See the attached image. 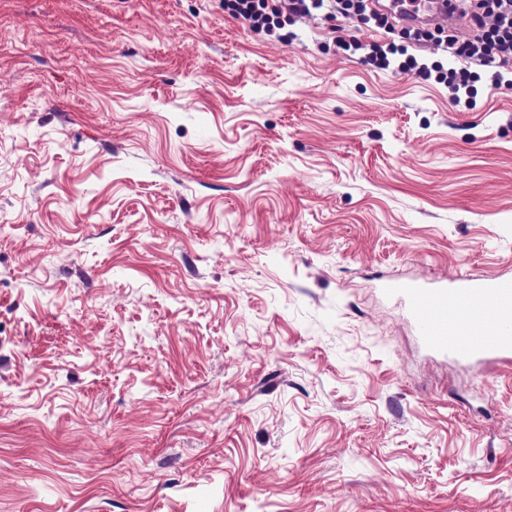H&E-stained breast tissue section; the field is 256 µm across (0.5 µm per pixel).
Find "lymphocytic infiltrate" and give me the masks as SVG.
<instances>
[{"instance_id": "f902f5d3", "label": "lymphocytic infiltrate", "mask_w": 512, "mask_h": 512, "mask_svg": "<svg viewBox=\"0 0 512 512\" xmlns=\"http://www.w3.org/2000/svg\"><path fill=\"white\" fill-rule=\"evenodd\" d=\"M468 16L474 34L470 39L448 37V54L454 66L443 67L440 62L425 63L410 54L407 48L393 45H370L366 60L379 68L397 63L399 69L411 72L421 79L437 78L444 83L453 104H460L462 96L472 95L476 82L488 77L492 86L504 82L503 72L512 67V0H458ZM234 14L248 22L254 30H273L282 13L298 17L312 11L326 9L362 23H375L388 28L386 15L370 10L366 0H231Z\"/></svg>"}]
</instances>
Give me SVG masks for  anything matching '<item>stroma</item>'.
Returning a JSON list of instances; mask_svg holds the SVG:
<instances>
[{"label":"stroma","instance_id":"stroma-1","mask_svg":"<svg viewBox=\"0 0 512 512\" xmlns=\"http://www.w3.org/2000/svg\"><path fill=\"white\" fill-rule=\"evenodd\" d=\"M341 37L0 0V512H512V362L386 287L512 279V87Z\"/></svg>","mask_w":512,"mask_h":512}]
</instances>
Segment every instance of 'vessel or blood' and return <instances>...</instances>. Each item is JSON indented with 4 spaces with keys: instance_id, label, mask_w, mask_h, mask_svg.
Segmentation results:
<instances>
[{
    "instance_id": "b4317fda",
    "label": "vessel or blood",
    "mask_w": 512,
    "mask_h": 512,
    "mask_svg": "<svg viewBox=\"0 0 512 512\" xmlns=\"http://www.w3.org/2000/svg\"><path fill=\"white\" fill-rule=\"evenodd\" d=\"M408 25L455 27L453 0H413L398 15ZM429 348L482 364L512 360V279L465 278L438 286L394 284Z\"/></svg>"
}]
</instances>
